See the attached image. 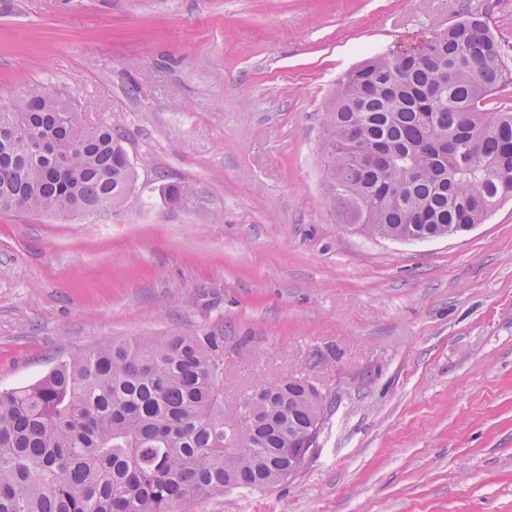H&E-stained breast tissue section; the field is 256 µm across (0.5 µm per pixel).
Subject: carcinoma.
Instances as JSON below:
<instances>
[{"label": "carcinoma", "instance_id": "cac0c4a2", "mask_svg": "<svg viewBox=\"0 0 512 512\" xmlns=\"http://www.w3.org/2000/svg\"><path fill=\"white\" fill-rule=\"evenodd\" d=\"M512 79L482 21L374 56L337 85L321 153L343 223L396 241L482 224L512 198V112L486 99ZM49 113V155L0 139V213L120 211L137 174L111 125H82L71 103L33 88L23 113ZM367 149L347 185L338 145ZM299 379L266 386L252 410L224 407V339L144 336L60 361L39 382L0 391V512H190L230 482L248 490L288 476V443L314 400Z\"/></svg>", "mask_w": 512, "mask_h": 512}]
</instances>
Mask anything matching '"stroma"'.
Listing matches in <instances>:
<instances>
[{"mask_svg": "<svg viewBox=\"0 0 512 512\" xmlns=\"http://www.w3.org/2000/svg\"><path fill=\"white\" fill-rule=\"evenodd\" d=\"M471 15L512 70V0H0V99L52 86L138 173L117 213H0V390L115 339L220 336L225 404L295 376L327 410L294 479L195 512H512V201L376 238L320 154L346 72Z\"/></svg>", "mask_w": 512, "mask_h": 512, "instance_id": "1", "label": "stroma"}]
</instances>
